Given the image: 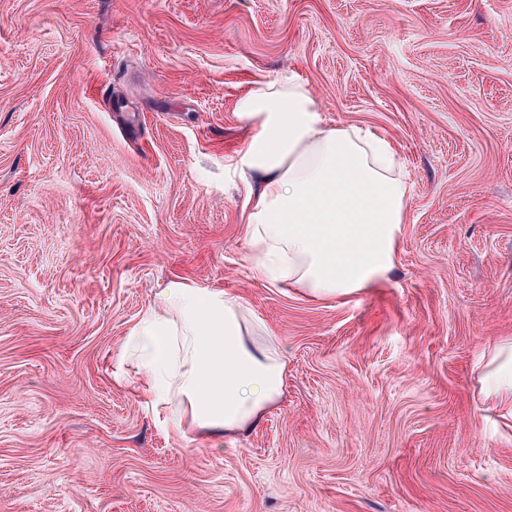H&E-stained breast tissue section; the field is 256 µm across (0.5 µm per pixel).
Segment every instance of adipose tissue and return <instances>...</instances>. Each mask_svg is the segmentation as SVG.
Listing matches in <instances>:
<instances>
[{
  "label": "adipose tissue",
  "mask_w": 512,
  "mask_h": 512,
  "mask_svg": "<svg viewBox=\"0 0 512 512\" xmlns=\"http://www.w3.org/2000/svg\"><path fill=\"white\" fill-rule=\"evenodd\" d=\"M256 131L235 166L249 185L243 210L263 280L316 300L351 296L385 280L408 220L410 184L393 142L358 124L331 125L300 78L271 77L235 101ZM243 299L193 282L165 288L113 360L116 380L136 374L160 427L226 440L254 428L283 394L276 336ZM483 398L512 429V339L480 351Z\"/></svg>",
  "instance_id": "obj_1"
}]
</instances>
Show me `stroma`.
<instances>
[{
  "mask_svg": "<svg viewBox=\"0 0 512 512\" xmlns=\"http://www.w3.org/2000/svg\"><path fill=\"white\" fill-rule=\"evenodd\" d=\"M299 76L412 182L388 279L259 277L234 103ZM278 336L280 401L164 432L112 358L174 282ZM512 337V0H0V512H512L477 354Z\"/></svg>",
  "mask_w": 512,
  "mask_h": 512,
  "instance_id": "stroma-1",
  "label": "stroma"
}]
</instances>
